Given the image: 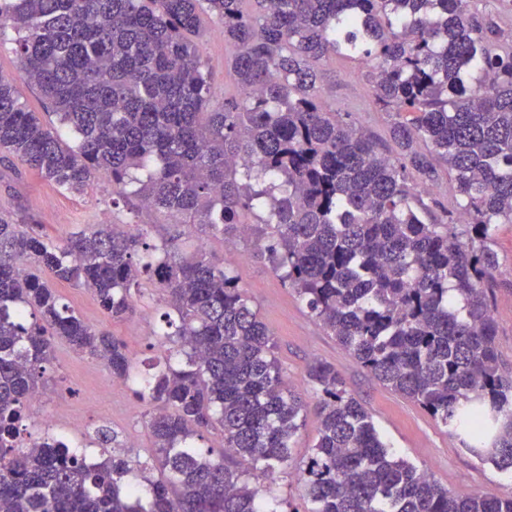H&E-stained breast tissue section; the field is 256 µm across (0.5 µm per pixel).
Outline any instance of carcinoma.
Instances as JSON below:
<instances>
[{
  "instance_id": "obj_1",
  "label": "carcinoma",
  "mask_w": 512,
  "mask_h": 512,
  "mask_svg": "<svg viewBox=\"0 0 512 512\" xmlns=\"http://www.w3.org/2000/svg\"><path fill=\"white\" fill-rule=\"evenodd\" d=\"M243 2L0 0V32L14 30L19 72L53 116L0 76V156L62 194L105 170L124 203L215 237L246 232L242 214L268 208L263 254L347 354L470 454L512 469L491 247L497 225L512 224V16L503 27L474 0H251L250 13ZM204 11L233 48L237 99L216 97L196 41ZM332 53L371 65L388 141L323 100L315 64ZM440 163L459 196L452 211L424 201ZM180 239L102 223L51 240L0 216V512H279L226 458L285 472L307 403L231 269ZM45 276L86 289L114 321L134 314L147 280L164 295L148 343L161 360L139 375L124 340ZM57 338L152 408L148 495L106 451V427L93 463L62 439L21 446ZM306 377L320 424L294 467L307 512H512V493H454L395 457L333 364L316 360ZM212 430L223 447L198 446Z\"/></svg>"
}]
</instances>
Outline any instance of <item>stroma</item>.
Wrapping results in <instances>:
<instances>
[{
	"instance_id": "obj_1",
	"label": "stroma",
	"mask_w": 512,
	"mask_h": 512,
	"mask_svg": "<svg viewBox=\"0 0 512 512\" xmlns=\"http://www.w3.org/2000/svg\"><path fill=\"white\" fill-rule=\"evenodd\" d=\"M200 44L214 87L225 98L237 97L224 32L212 18L202 20ZM317 68L322 75L320 91L330 107L347 114L356 127L387 140L390 118L374 102L369 66L359 59L330 55L319 61ZM112 197V180L104 171L97 173L82 193L63 195L19 161L0 160V215L33 220L52 239L65 238L83 225L107 217L123 224H150L158 234L170 231L168 217L113 204ZM191 242L203 247L219 264L224 261L226 248L244 255V263L235 268L238 284L273 333L275 355L285 378L307 402L316 400L306 378L308 364L314 360L329 362L344 378L348 393L369 411L396 456L428 469L438 483L456 493L512 492V470L497 469L464 450L460 441L424 409L385 388L352 360L273 271L262 253V239L250 235L223 240L199 233ZM492 248L499 259L494 304L496 346L501 365L512 370V224L498 225ZM56 290L86 320L122 338L135 360L150 358L147 343L163 308L155 288L144 289L135 315L125 321L104 316L85 289L60 284ZM50 373L44 400L47 410L63 418L83 416L89 437L99 427L111 428L117 436L115 453L134 467L145 460L150 448L147 407L133 397L129 386H114L112 374L103 364L79 354L62 340L55 344Z\"/></svg>"
}]
</instances>
